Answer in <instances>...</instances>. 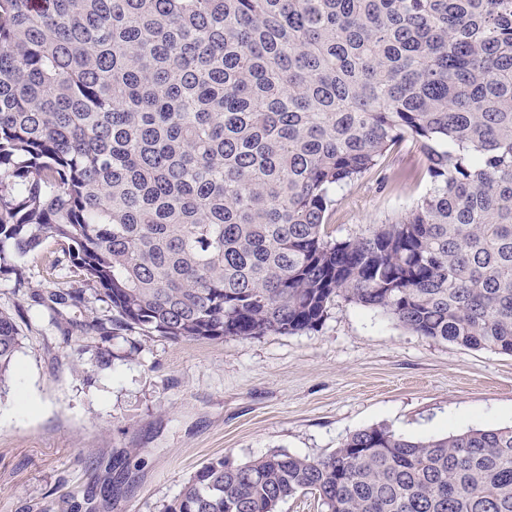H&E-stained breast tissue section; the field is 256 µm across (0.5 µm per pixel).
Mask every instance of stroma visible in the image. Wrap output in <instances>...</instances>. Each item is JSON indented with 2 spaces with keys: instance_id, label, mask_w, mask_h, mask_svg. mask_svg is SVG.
<instances>
[{
  "instance_id": "1",
  "label": "stroma",
  "mask_w": 512,
  "mask_h": 512,
  "mask_svg": "<svg viewBox=\"0 0 512 512\" xmlns=\"http://www.w3.org/2000/svg\"><path fill=\"white\" fill-rule=\"evenodd\" d=\"M424 166L414 142L394 146L337 191L331 238L407 212ZM18 303L0 282L23 335L0 391V512H162L212 457H320L380 425L415 439L512 426V356L341 299L306 332L178 343L137 329L66 341Z\"/></svg>"
}]
</instances>
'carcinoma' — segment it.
Returning <instances> with one entry per match:
<instances>
[{"instance_id": "1", "label": "carcinoma", "mask_w": 512, "mask_h": 512, "mask_svg": "<svg viewBox=\"0 0 512 512\" xmlns=\"http://www.w3.org/2000/svg\"><path fill=\"white\" fill-rule=\"evenodd\" d=\"M406 139L425 192L328 240L336 191ZM2 279L67 336L295 334L341 298L512 354V0H0ZM89 290L104 313L79 318ZM20 348L1 308L0 386ZM308 492L512 512V427L215 457L164 512Z\"/></svg>"}]
</instances>
